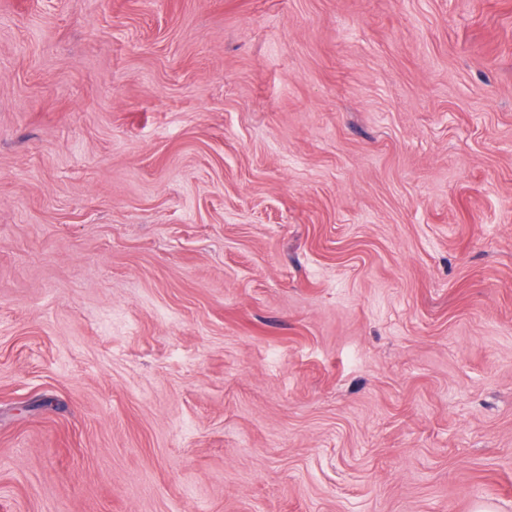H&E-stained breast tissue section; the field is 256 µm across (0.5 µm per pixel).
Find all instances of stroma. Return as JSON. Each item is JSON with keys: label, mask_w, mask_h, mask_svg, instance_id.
<instances>
[{"label": "stroma", "mask_w": 512, "mask_h": 512, "mask_svg": "<svg viewBox=\"0 0 512 512\" xmlns=\"http://www.w3.org/2000/svg\"><path fill=\"white\" fill-rule=\"evenodd\" d=\"M0 512H512V0H0Z\"/></svg>", "instance_id": "stroma-1"}]
</instances>
